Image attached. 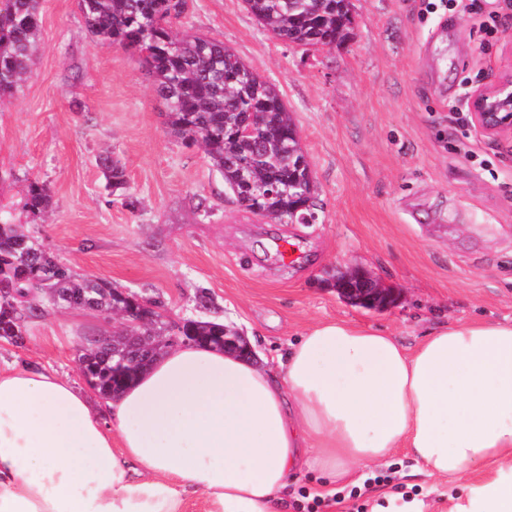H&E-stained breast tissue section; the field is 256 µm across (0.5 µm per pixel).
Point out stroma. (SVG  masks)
I'll use <instances>...</instances> for the list:
<instances>
[{
    "label": "stroma",
    "mask_w": 512,
    "mask_h": 512,
    "mask_svg": "<svg viewBox=\"0 0 512 512\" xmlns=\"http://www.w3.org/2000/svg\"><path fill=\"white\" fill-rule=\"evenodd\" d=\"M478 3L438 0L429 13L420 0H351L347 39L316 50L273 38L244 0H192L184 28L276 83L293 114L315 218L289 224L241 206L203 150L170 133L146 71L87 31L78 0H40L37 65L0 102V204L77 275L160 302L173 325L237 327L266 359L323 322L370 326L407 346L442 322H511L512 138L480 133L466 98L512 68V0ZM103 154L124 167L127 196L108 187ZM28 177L50 191L45 218L21 209ZM282 240L297 245V262L277 256ZM355 267L395 302L344 301L333 278ZM123 326L117 315L47 311L25 322L22 345L0 341V369L28 362L85 387L86 336ZM364 473L328 494L317 474L293 476L288 512L314 498L317 512H370L383 493L446 512L462 490L413 473L399 452Z\"/></svg>",
    "instance_id": "35a3bbf8"
}]
</instances>
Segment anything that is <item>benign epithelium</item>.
I'll return each mask as SVG.
<instances>
[{"instance_id":"1","label":"benign epithelium","mask_w":512,"mask_h":512,"mask_svg":"<svg viewBox=\"0 0 512 512\" xmlns=\"http://www.w3.org/2000/svg\"><path fill=\"white\" fill-rule=\"evenodd\" d=\"M468 108L477 127L488 136L512 134V70L503 72L492 83L474 89L468 100ZM340 295L363 307L383 306L392 302V292L370 275L354 271L336 280ZM163 318V314L151 303L139 298L133 310L125 315V332L144 329ZM210 346L236 352L248 359L255 358L247 338L232 326L224 327L222 336H204Z\"/></svg>"}]
</instances>
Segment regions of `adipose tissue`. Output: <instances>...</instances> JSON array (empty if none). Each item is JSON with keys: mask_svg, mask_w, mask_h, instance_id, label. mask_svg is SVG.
I'll use <instances>...</instances> for the list:
<instances>
[{"mask_svg": "<svg viewBox=\"0 0 512 512\" xmlns=\"http://www.w3.org/2000/svg\"><path fill=\"white\" fill-rule=\"evenodd\" d=\"M402 451L463 483L448 512H512V323L444 324L414 347L308 328L276 367L193 343L94 409L74 383L0 369V512H286Z\"/></svg>", "mask_w": 512, "mask_h": 512, "instance_id": "ef3b65f1", "label": "adipose tissue"}]
</instances>
